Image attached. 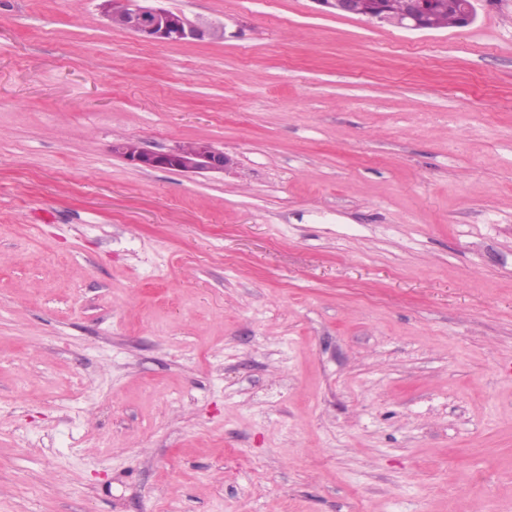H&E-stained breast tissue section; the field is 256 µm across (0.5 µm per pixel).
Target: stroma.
I'll return each mask as SVG.
<instances>
[{"label": "stroma", "instance_id": "35a3bbf8", "mask_svg": "<svg viewBox=\"0 0 512 512\" xmlns=\"http://www.w3.org/2000/svg\"><path fill=\"white\" fill-rule=\"evenodd\" d=\"M98 4L0 0V512H512V0ZM100 9L113 28L129 31L149 43H185L225 39V24H202L181 11L166 8L162 0H100ZM410 0H383L384 7L391 14H402L409 9ZM317 4L336 11L337 14H345L366 18L377 23H389L398 25L407 30H427L443 27L459 26V13L457 7L448 4V0H435L432 11L425 15L430 8V0H413L410 9L402 16L393 18L383 11L372 0H316ZM112 152L140 168L173 169L188 174L221 172L233 162L223 149L205 140L153 152L143 148L139 140L127 139L114 144Z\"/></svg>", "mask_w": 512, "mask_h": 512}]
</instances>
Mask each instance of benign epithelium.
Instances as JSON below:
<instances>
[{
  "label": "benign epithelium",
  "mask_w": 512,
  "mask_h": 512,
  "mask_svg": "<svg viewBox=\"0 0 512 512\" xmlns=\"http://www.w3.org/2000/svg\"><path fill=\"white\" fill-rule=\"evenodd\" d=\"M162 0H100V9L109 25L129 31L149 43H185L207 39H225V24H202L161 5ZM480 0H461L462 26L471 25L477 17ZM316 3L338 14L358 16L377 23L395 24L407 30H425V15L430 0H412L410 9L393 18L375 0H316ZM112 152L129 163L147 169H173L188 174L221 172L232 163L224 150L205 140L178 145L166 152H153L140 141L127 139L112 146Z\"/></svg>",
  "instance_id": "1"
}]
</instances>
